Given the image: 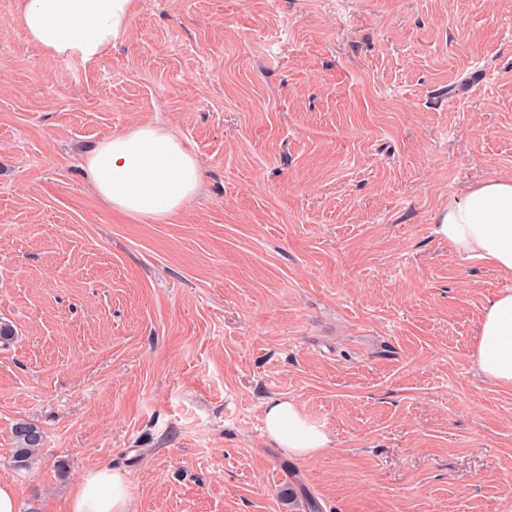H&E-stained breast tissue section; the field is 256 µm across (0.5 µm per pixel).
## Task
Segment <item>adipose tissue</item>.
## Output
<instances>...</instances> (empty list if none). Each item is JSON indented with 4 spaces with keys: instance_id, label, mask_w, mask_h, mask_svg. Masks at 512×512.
Listing matches in <instances>:
<instances>
[{
    "instance_id": "obj_1",
    "label": "adipose tissue",
    "mask_w": 512,
    "mask_h": 512,
    "mask_svg": "<svg viewBox=\"0 0 512 512\" xmlns=\"http://www.w3.org/2000/svg\"><path fill=\"white\" fill-rule=\"evenodd\" d=\"M141 0H19L17 23L27 41L55 58L97 61L125 38ZM87 183L111 210L136 221L165 223L202 192L200 164L167 127L146 124L110 134L82 158ZM435 235L460 261L492 267L512 278V176L490 177L440 209ZM480 376L512 390V290L485 307L474 351ZM267 437L299 459L330 448L329 436L285 399L267 403ZM71 512H132L123 473H86Z\"/></svg>"
}]
</instances>
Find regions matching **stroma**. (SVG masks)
<instances>
[{
	"instance_id": "stroma-1",
	"label": "stroma",
	"mask_w": 512,
	"mask_h": 512,
	"mask_svg": "<svg viewBox=\"0 0 512 512\" xmlns=\"http://www.w3.org/2000/svg\"><path fill=\"white\" fill-rule=\"evenodd\" d=\"M0 0V479L67 512H512V391L472 358L512 279L432 232L512 175V0H143L101 59ZM161 124L202 167L172 223L112 213L81 152ZM295 402L331 448L264 433ZM43 431L29 469L12 427ZM294 499H286L287 490ZM70 512H132L126 476L100 468L86 473L74 492Z\"/></svg>"
}]
</instances>
